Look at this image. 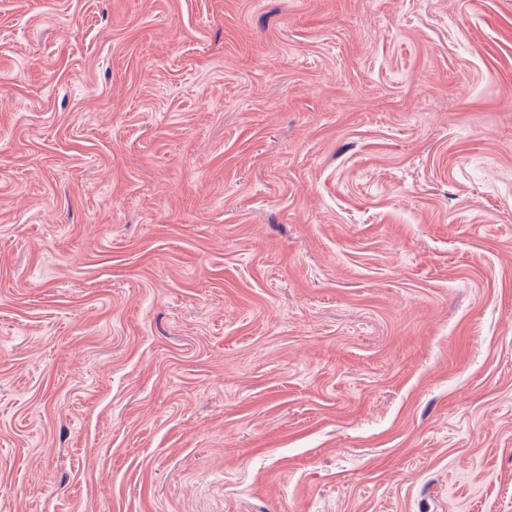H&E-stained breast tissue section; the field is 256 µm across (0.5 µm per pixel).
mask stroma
<instances>
[{
	"label": "stroma",
	"mask_w": 512,
	"mask_h": 512,
	"mask_svg": "<svg viewBox=\"0 0 512 512\" xmlns=\"http://www.w3.org/2000/svg\"><path fill=\"white\" fill-rule=\"evenodd\" d=\"M0 512H512V0H0Z\"/></svg>",
	"instance_id": "35a3bbf8"
}]
</instances>
